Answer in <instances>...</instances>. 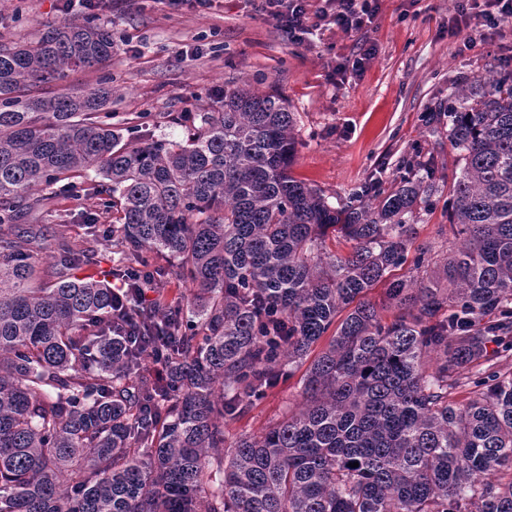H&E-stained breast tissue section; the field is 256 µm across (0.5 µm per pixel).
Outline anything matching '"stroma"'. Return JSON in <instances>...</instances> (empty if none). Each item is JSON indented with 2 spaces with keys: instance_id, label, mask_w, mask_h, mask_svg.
<instances>
[{
  "instance_id": "35a3bbf8",
  "label": "stroma",
  "mask_w": 512,
  "mask_h": 512,
  "mask_svg": "<svg viewBox=\"0 0 512 512\" xmlns=\"http://www.w3.org/2000/svg\"><path fill=\"white\" fill-rule=\"evenodd\" d=\"M265 0H106L95 10L81 0H0V41L33 39L48 27L90 20L112 34V56L99 68L73 71L63 82L81 94L108 82L106 111L114 129L179 140L185 129L172 118L218 104L225 87L248 83L282 95L297 118L295 178L330 203L348 200L371 175L391 184L413 150L435 157V176L446 181L460 168L445 133L425 116L448 100V90L487 71H512V19L487 26L473 7L461 36L449 28L457 0H379L366 37L321 25L291 41L263 10ZM373 55L358 71L336 74L361 44ZM112 221L93 201L60 193L27 224H61L82 234L88 216ZM301 400L299 375L280 378L243 417L228 422L229 438L260 435Z\"/></svg>"
}]
</instances>
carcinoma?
Returning <instances> with one entry per match:
<instances>
[{
	"label": "carcinoma",
	"mask_w": 512,
	"mask_h": 512,
	"mask_svg": "<svg viewBox=\"0 0 512 512\" xmlns=\"http://www.w3.org/2000/svg\"><path fill=\"white\" fill-rule=\"evenodd\" d=\"M111 56L88 22L0 42V512H512V71L448 89V184L415 152L334 207L291 175L295 113L247 84L182 141L123 139L103 84L31 93ZM69 191L112 223H17ZM445 192L460 246L408 260ZM304 364L298 410L228 440Z\"/></svg>",
	"instance_id": "1"
}]
</instances>
